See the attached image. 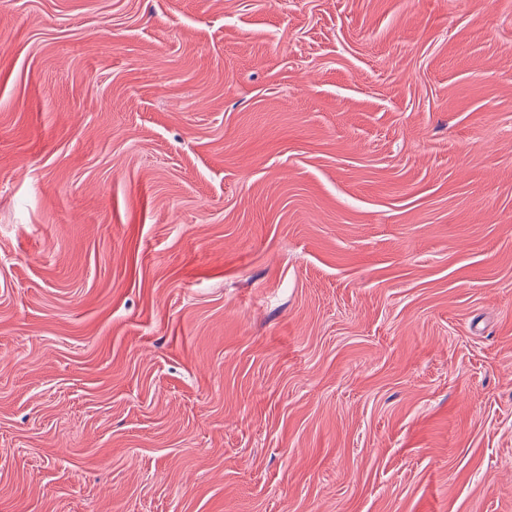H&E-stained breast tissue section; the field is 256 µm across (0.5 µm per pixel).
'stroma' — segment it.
<instances>
[{"label":"stroma","instance_id":"obj_1","mask_svg":"<svg viewBox=\"0 0 512 512\" xmlns=\"http://www.w3.org/2000/svg\"><path fill=\"white\" fill-rule=\"evenodd\" d=\"M0 34V512H512V0Z\"/></svg>","mask_w":512,"mask_h":512}]
</instances>
